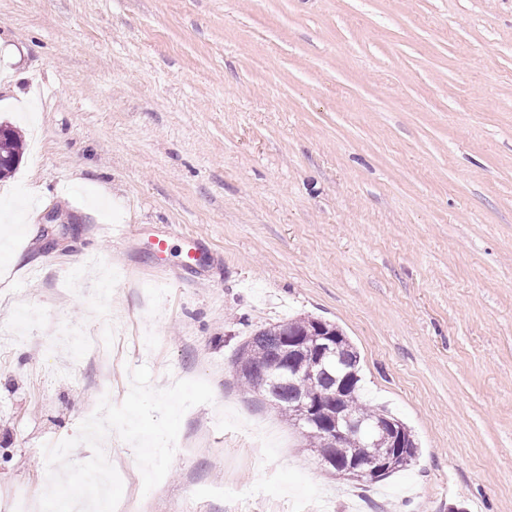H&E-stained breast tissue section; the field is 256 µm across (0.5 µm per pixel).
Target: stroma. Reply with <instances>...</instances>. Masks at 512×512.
<instances>
[{"label":"stroma","instance_id":"obj_1","mask_svg":"<svg viewBox=\"0 0 512 512\" xmlns=\"http://www.w3.org/2000/svg\"><path fill=\"white\" fill-rule=\"evenodd\" d=\"M0 120V512L142 365L214 393L151 491L115 440L149 512H512V0H0ZM296 315L350 337L409 467L339 479L242 393L239 346ZM0 181L10 177L17 170L20 163L23 141L21 135L9 125L0 121Z\"/></svg>","mask_w":512,"mask_h":512}]
</instances>
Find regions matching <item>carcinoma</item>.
Instances as JSON below:
<instances>
[{
    "label": "carcinoma",
    "instance_id": "carcinoma-1",
    "mask_svg": "<svg viewBox=\"0 0 512 512\" xmlns=\"http://www.w3.org/2000/svg\"><path fill=\"white\" fill-rule=\"evenodd\" d=\"M23 141L11 126L0 122V180L11 176L20 163ZM322 321L299 315L287 321L268 324L254 330L237 350L235 373L240 385L253 396L272 402L280 414L295 422L293 408L301 400L318 405V423L298 425L307 448L320 457L334 455L344 463L348 459H374L390 456L385 476L403 470L415 460L418 448L407 426H402L405 448L398 455L392 452L391 437L382 434L374 441L357 436L344 437L336 447L327 445L323 435L325 424L333 423L339 407L344 406L355 419L368 423L380 421L386 410L373 408L362 400L359 376V355L347 336L334 324L328 325L339 336L342 362L327 364L314 376L303 379L289 377L288 371L306 368L316 354ZM297 340V349L284 352L288 337Z\"/></svg>",
    "mask_w": 512,
    "mask_h": 512
}]
</instances>
